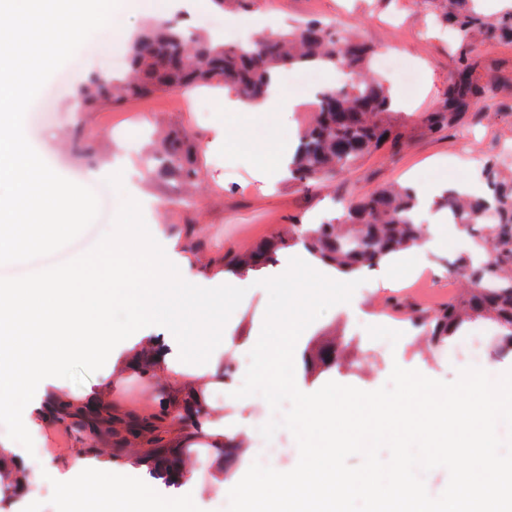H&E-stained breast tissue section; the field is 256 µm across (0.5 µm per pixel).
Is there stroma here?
<instances>
[{
	"label": "stroma",
	"instance_id": "35a3bbf8",
	"mask_svg": "<svg viewBox=\"0 0 512 512\" xmlns=\"http://www.w3.org/2000/svg\"><path fill=\"white\" fill-rule=\"evenodd\" d=\"M442 8L441 0H264L258 15L253 8L240 7L238 0L221 9L212 0H199L187 10L167 8L164 0H126L124 10L50 77L24 121L26 137L44 161L78 184L84 183L87 171H99L96 183L109 189L115 211L125 191L145 190L153 198L143 213L145 223L181 276L189 282L202 278L211 287H241L246 294L227 322L235 343L219 359L187 364L174 348L170 368L157 369L153 378L143 380L125 364L139 340L124 341L83 384L56 377L41 381L34 395L36 406L24 411L23 422L30 434L39 437L45 456L24 474L26 483L41 486L44 512L59 507L82 512L84 506L99 501L106 503L107 512H121L122 503L97 492L95 478L73 481L75 472L89 467L129 470L150 494L183 501L191 512H226L229 479L242 478L262 456L250 426L267 411L268 404L258 395L232 398L230 388L216 375L225 363L238 359L243 348L252 347L251 335L264 323L268 292L244 276L225 272V253L250 249L294 224L340 217L345 200L393 184L427 192L446 183H464L480 194L485 189L487 157L496 155L512 163V44L473 40L470 58L491 91L475 103L460 127L428 134L407 120L409 113L440 107L461 51L459 36L437 21ZM162 9L169 19L191 31L204 29L211 19L237 17V26L221 30L228 42L242 35L255 36L261 29L285 30L312 19L330 21L340 38L355 37L375 53L396 54L402 67L417 76L412 86L389 74L384 77L391 94L399 99L394 120L405 124L404 139L398 148L380 147L324 183L304 187L279 177L276 161L282 143L298 141L312 118L314 90L332 83L334 76H346L343 68L334 76L317 69L282 70L283 87L302 102L288 124L275 113L225 111L223 89L211 87L157 93L96 112L76 111L77 89L87 75L109 70L113 57L126 56L130 35L146 24L148 12ZM220 127L225 130V148H209V140ZM161 134L187 138L196 160L194 181L156 172L139 175V167L155 150ZM422 223L427 244L405 252L404 266L392 287L376 286L371 272H364V282L354 296L358 309L370 312V320L356 322L349 310L333 307L316 321L317 333L333 332L351 342L358 350V362L334 367L315 378L306 376L303 365H296L300 390L312 393L335 381L373 391L386 384L396 364L425 370L427 377L445 382L457 379L464 364L456 356L454 342L438 347L413 344L373 323L394 297L429 308L448 299V257L451 250L469 249L470 240L453 233L451 224L436 223L434 215L424 214ZM200 384L206 387L210 408L233 421L239 448L233 468L226 472L211 455L201 454L177 486L148 475L145 441H135L129 448L104 445L90 452L79 433L48 422L38 411L52 394L63 393L79 402L97 396L120 416L147 415L158 410L160 398L181 402L190 387Z\"/></svg>",
	"mask_w": 512,
	"mask_h": 512
}]
</instances>
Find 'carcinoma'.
Instances as JSON below:
<instances>
[{"label":"carcinoma","mask_w":512,"mask_h":512,"mask_svg":"<svg viewBox=\"0 0 512 512\" xmlns=\"http://www.w3.org/2000/svg\"><path fill=\"white\" fill-rule=\"evenodd\" d=\"M470 2L447 0L446 22L465 39L483 31L490 39L512 42V13L494 24L486 23ZM371 57L364 44L353 38L335 39L329 27L319 21L265 34L243 44L216 43L209 37L187 35L176 24L166 22L147 26L131 43L128 75H88L79 89L77 107L92 112L106 102L119 103L158 91L185 90L213 82L251 102L266 94L271 73L276 69L320 63L342 65L349 69L348 82L319 92L313 119L303 130L288 166L290 179L307 185L335 177L388 142L395 148L400 145V127L390 121L392 99L383 83L370 76ZM483 91L474 68L463 61L448 80L442 106L421 113L415 123L432 134L454 127ZM156 159L158 168L168 175L190 180L197 174L195 163L178 137L165 139ZM483 174L489 192L471 195L447 188L439 197V206L446 208L448 218L487 252L488 259L459 256L448 263V271L461 279V291L438 309L414 307L398 298L390 301L391 307L406 312L411 323L425 328L435 342H447L478 319L493 321L500 335L512 337V178L502 175L495 157L486 161ZM420 205L418 191L413 187L377 189L352 203L344 220L301 224L294 237L272 235L249 251L225 254L224 268L236 274L266 268L277 262L281 251L300 243L311 255L343 272L372 269L424 243V228L416 218ZM488 209L497 211V223H481ZM158 350L153 345L138 355L134 371L139 377L153 376ZM336 353L333 339L309 344L303 352L305 370L318 374L330 370L336 363ZM206 407L207 398L200 388L177 406L164 402L156 413L126 417L122 430L117 431L113 429L110 407L78 405L61 394L48 400L46 417L81 434L89 448L97 447L105 436L114 448L132 439H146L153 448L150 476L175 486L185 474V453L202 435ZM170 420L178 421L185 430L181 445L167 439ZM209 447L224 457V463L235 460V438L216 436Z\"/></svg>","instance_id":"1"}]
</instances>
